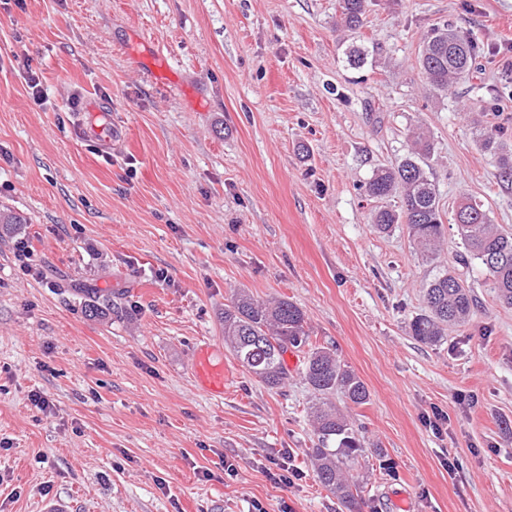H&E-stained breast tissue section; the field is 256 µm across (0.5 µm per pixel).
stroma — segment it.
I'll return each mask as SVG.
<instances>
[{
	"label": "stroma",
	"instance_id": "1",
	"mask_svg": "<svg viewBox=\"0 0 512 512\" xmlns=\"http://www.w3.org/2000/svg\"><path fill=\"white\" fill-rule=\"evenodd\" d=\"M338 0H0V512H341L306 458L317 438L297 353L271 389L224 346L240 288L287 297L370 400L343 405L366 453L362 512H512V308L461 265V198L512 229L477 119L512 143V0H368L357 35ZM482 55L430 90L426 33ZM373 60L351 66L353 47ZM41 90L34 103L33 90ZM123 137L101 146L82 108ZM431 132L444 241L421 256L381 233L373 173ZM28 247L19 259L17 242ZM450 269L478 300L435 345L409 333ZM111 298L116 310L91 316ZM211 343L224 393L190 363ZM48 402L40 409L34 395ZM299 479L274 482L272 460Z\"/></svg>",
	"mask_w": 512,
	"mask_h": 512
}]
</instances>
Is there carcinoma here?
<instances>
[{"mask_svg":"<svg viewBox=\"0 0 512 512\" xmlns=\"http://www.w3.org/2000/svg\"><path fill=\"white\" fill-rule=\"evenodd\" d=\"M338 5L337 24L352 32L359 30L367 0H338ZM479 55L477 43L442 25L426 33L419 65L429 86L446 92L470 74ZM479 137L494 166L512 174V144L503 142L500 127L484 125ZM410 140L409 155L394 167L376 170L366 185L368 194L378 200L400 193V205L395 209L380 207L372 223L381 231L395 224L407 225L420 252L434 256L441 245L443 221L428 164L433 144L422 127L412 129ZM455 221L464 245L458 261L466 265L476 260L484 266L499 302L512 307V232L500 230L482 205L468 199L459 204ZM425 299L428 312L409 325L411 336L424 344L439 342L449 327L465 323L475 305L470 289L450 270L428 284ZM221 321L224 347L271 389L283 386L288 379L284 358L288 348L303 354L302 374L314 395L310 414L318 439L316 447L308 449L311 466L317 481L336 496L345 512H361V485L353 470L365 449L346 415L330 398L340 393L353 405H363L370 397L366 384L341 362L335 349L310 342L304 311L286 298L260 301L243 288L224 304Z\"/></svg>","mask_w":512,"mask_h":512,"instance_id":"obj_1","label":"carcinoma"}]
</instances>
